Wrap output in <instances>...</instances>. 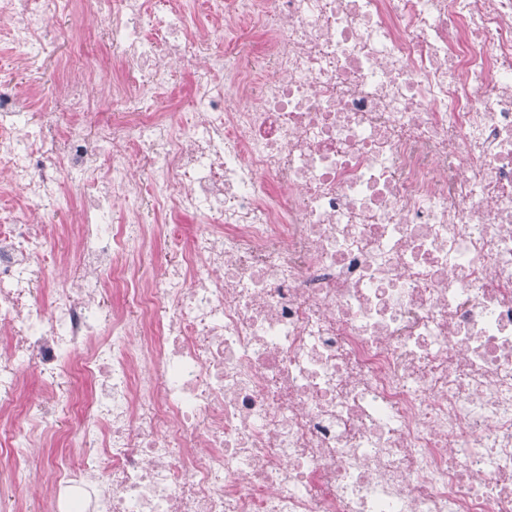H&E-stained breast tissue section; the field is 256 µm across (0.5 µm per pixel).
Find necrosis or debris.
Wrapping results in <instances>:
<instances>
[{
  "label": "necrosis or debris",
  "mask_w": 512,
  "mask_h": 512,
  "mask_svg": "<svg viewBox=\"0 0 512 512\" xmlns=\"http://www.w3.org/2000/svg\"><path fill=\"white\" fill-rule=\"evenodd\" d=\"M82 3L111 119L91 69L0 82V512L64 421L47 512H512V0ZM60 16L0 0L14 66ZM86 44L88 51L101 61L99 76L104 81H112V46L102 37L96 23L87 22ZM178 71L177 83L172 91V101L180 106L183 113H190L193 86L190 75L185 72L180 65L176 66Z\"/></svg>",
  "instance_id": "obj_1"
}]
</instances>
